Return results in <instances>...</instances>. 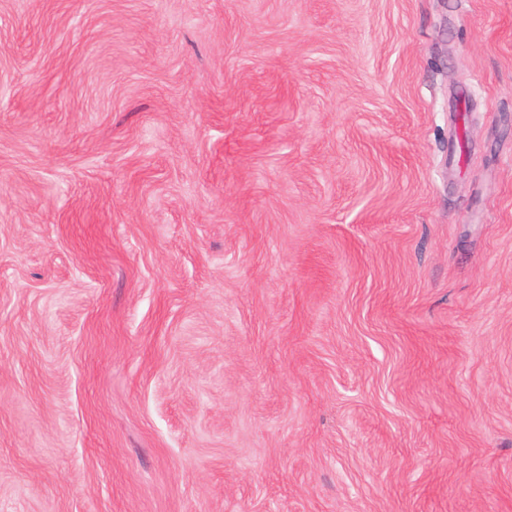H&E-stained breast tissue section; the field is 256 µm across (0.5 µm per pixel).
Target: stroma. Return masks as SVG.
<instances>
[{
    "label": "stroma",
    "instance_id": "35a3bbf8",
    "mask_svg": "<svg viewBox=\"0 0 512 512\" xmlns=\"http://www.w3.org/2000/svg\"><path fill=\"white\" fill-rule=\"evenodd\" d=\"M0 512H512V0H0Z\"/></svg>",
    "mask_w": 512,
    "mask_h": 512
}]
</instances>
